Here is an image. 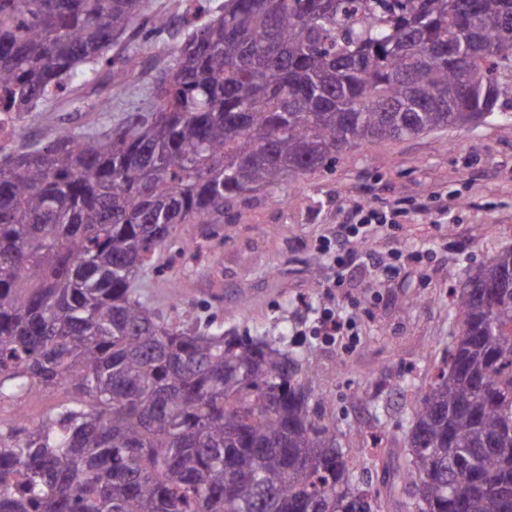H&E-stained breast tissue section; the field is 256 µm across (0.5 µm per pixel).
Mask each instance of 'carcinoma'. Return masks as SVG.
I'll list each match as a JSON object with an SVG mask.
<instances>
[{
  "label": "carcinoma",
  "mask_w": 512,
  "mask_h": 512,
  "mask_svg": "<svg viewBox=\"0 0 512 512\" xmlns=\"http://www.w3.org/2000/svg\"><path fill=\"white\" fill-rule=\"evenodd\" d=\"M144 0H0L17 112L86 72ZM153 109L0 158V399L75 398L0 435V512H373L312 370L267 336L177 322L142 291L181 224L368 142L464 128L512 98V0H199ZM461 336L416 399L420 512H512V247L470 269Z\"/></svg>",
  "instance_id": "1"
}]
</instances>
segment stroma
I'll return each mask as SVG.
<instances>
[{
    "mask_svg": "<svg viewBox=\"0 0 512 512\" xmlns=\"http://www.w3.org/2000/svg\"><path fill=\"white\" fill-rule=\"evenodd\" d=\"M145 2L147 15H164L170 29L160 40L119 38L134 75L112 85L109 109L92 111V99L75 91L23 113L18 143L45 141L63 126L102 131L150 110L148 84L183 41L189 3ZM356 202L408 205L400 223L373 227L368 243L398 270L353 266L330 292L332 265L318 247ZM178 233L206 245L197 259L174 262L185 310L240 336L281 337L302 355L316 371L322 420L335 426L377 512H402L414 395L460 334L450 291L471 267L512 247V117L343 151L328 168L284 181L277 197L250 195L231 204L223 223L183 224ZM338 305L353 318V335H314L320 308Z\"/></svg>",
    "mask_w": 512,
    "mask_h": 512,
    "instance_id": "35a3bbf8",
    "label": "stroma"
}]
</instances>
